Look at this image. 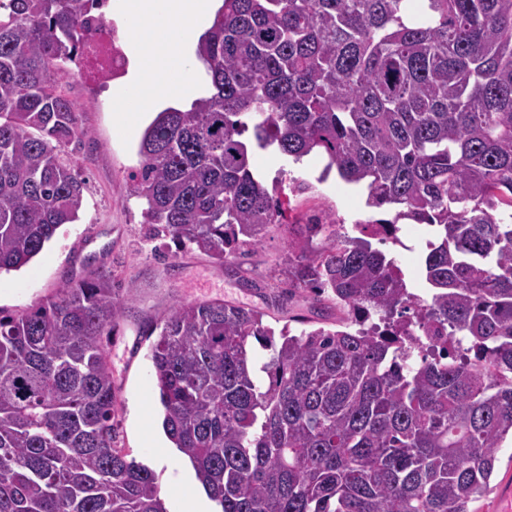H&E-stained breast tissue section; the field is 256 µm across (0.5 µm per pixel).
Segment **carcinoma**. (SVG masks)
I'll return each mask as SVG.
<instances>
[{"label": "carcinoma", "mask_w": 512, "mask_h": 512, "mask_svg": "<svg viewBox=\"0 0 512 512\" xmlns=\"http://www.w3.org/2000/svg\"><path fill=\"white\" fill-rule=\"evenodd\" d=\"M100 0H0V272L79 220L58 157L86 136L62 90ZM190 108L145 128L144 223L224 265L282 223L257 148L326 156L394 211L360 235L288 229L282 280L346 315L292 334L224 303H177L150 332L163 428L221 512H468L512 437V0H223ZM432 228L411 292L400 221ZM112 273L0 310V512H167L115 445L101 339ZM267 351L256 366L252 342Z\"/></svg>", "instance_id": "obj_1"}]
</instances>
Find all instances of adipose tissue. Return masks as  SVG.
I'll return each mask as SVG.
<instances>
[{
	"mask_svg": "<svg viewBox=\"0 0 512 512\" xmlns=\"http://www.w3.org/2000/svg\"><path fill=\"white\" fill-rule=\"evenodd\" d=\"M219 0H128L125 18L135 49L134 80L145 93L123 90L114 97L120 121L163 105L184 106L204 80L195 58L200 22L215 13Z\"/></svg>",
	"mask_w": 512,
	"mask_h": 512,
	"instance_id": "ef3b65f1",
	"label": "adipose tissue"
}]
</instances>
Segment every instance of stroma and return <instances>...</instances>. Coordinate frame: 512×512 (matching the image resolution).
Here are the masks:
<instances>
[{
    "instance_id": "1",
    "label": "stroma",
    "mask_w": 512,
    "mask_h": 512,
    "mask_svg": "<svg viewBox=\"0 0 512 512\" xmlns=\"http://www.w3.org/2000/svg\"><path fill=\"white\" fill-rule=\"evenodd\" d=\"M63 90L78 108L80 126L88 132L82 143L61 147L59 157L85 183L84 204L77 222L62 225L42 252L26 267L0 274V310L20 314L55 296L60 284L103 267L112 270L115 284L132 291L115 330L104 339L112 363L117 445L129 458L155 475L168 512H178L180 499L201 492L190 463L168 440L152 447L146 425L158 424L161 406L154 391L151 323L164 318L175 303L222 301L261 311L274 330L299 333L308 327L334 328L336 310L316 312L302 293L281 294L279 263L286 252V235L270 229L246 256L218 264L195 249L179 248L145 223V199L134 192L130 174L139 164L138 143L153 120L147 112L131 127L118 122L113 111L114 82L89 79L81 61L65 63ZM256 169L267 184L277 185L289 223L308 216H329L344 231L388 218L383 209L367 206V191L345 183L337 174L319 175L326 163L312 154L293 163L279 152L254 154ZM425 225L405 222L401 245L384 244L394 255L414 292L425 284L419 275V255ZM498 468L490 490L469 512H512V442L499 448Z\"/></svg>"
}]
</instances>
